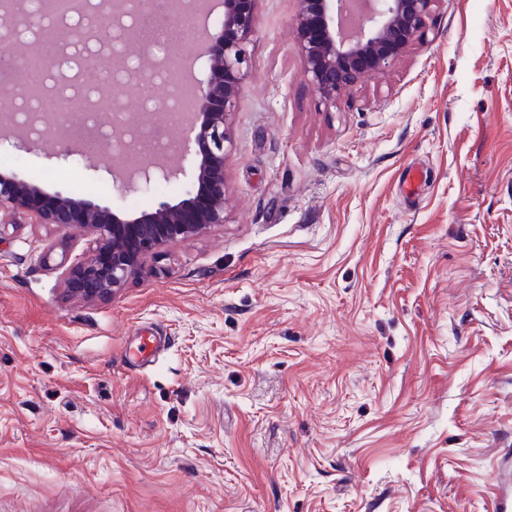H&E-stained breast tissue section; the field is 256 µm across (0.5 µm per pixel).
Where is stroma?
<instances>
[{"label":"stroma","instance_id":"obj_1","mask_svg":"<svg viewBox=\"0 0 512 512\" xmlns=\"http://www.w3.org/2000/svg\"><path fill=\"white\" fill-rule=\"evenodd\" d=\"M256 0L223 223L114 292L89 236L0 212V512H501L512 482V0H442L350 101ZM135 217L86 157L0 172ZM165 336L135 365L138 332Z\"/></svg>","mask_w":512,"mask_h":512}]
</instances>
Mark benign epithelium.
<instances>
[{
    "label": "benign epithelium",
    "instance_id": "7a95c632",
    "mask_svg": "<svg viewBox=\"0 0 512 512\" xmlns=\"http://www.w3.org/2000/svg\"><path fill=\"white\" fill-rule=\"evenodd\" d=\"M74 8L57 12L49 8L38 15L24 12L13 3L9 20L0 23V40H14L20 29L38 39L48 30L71 33L66 22L70 16L93 15L83 27L84 39L99 45L114 42L139 45L150 57L146 45L139 42L140 16L151 12L154 0H70ZM297 45L304 59L303 77L327 105H335L351 96L363 84L387 72L394 63L424 36L427 21L441 0H366L367 8L358 26L348 31L343 17L349 0H299ZM255 0H223L224 17L205 29L202 54L209 61V76L197 86L193 110L182 119V128L190 133L189 142L198 147L196 175L176 203L162 201L150 211L133 219H123L108 206L87 199L70 204L71 195L49 193L14 173L0 174V211L34 216L43 224L74 227L91 235L93 256L76 266L70 280L96 285L94 293L107 294L126 282L142 259L165 244L198 236L214 224L224 223L225 143L229 141L227 120L235 108V86L246 63L245 44L253 30ZM128 54L112 52L113 77L124 76L133 84L142 80V70L127 66ZM101 115L119 111L106 88H97L94 101ZM39 127L28 132L20 127L11 146L19 151L41 148L49 157L68 159L79 149L76 144H61L56 135L64 124L61 115L48 123L44 113L37 114ZM183 154L171 151L165 160L141 158L126 175L116 174L108 163L103 170L111 176L117 192L130 193L141 183L155 179L171 181L181 174Z\"/></svg>",
    "mask_w": 512,
    "mask_h": 512
}]
</instances>
